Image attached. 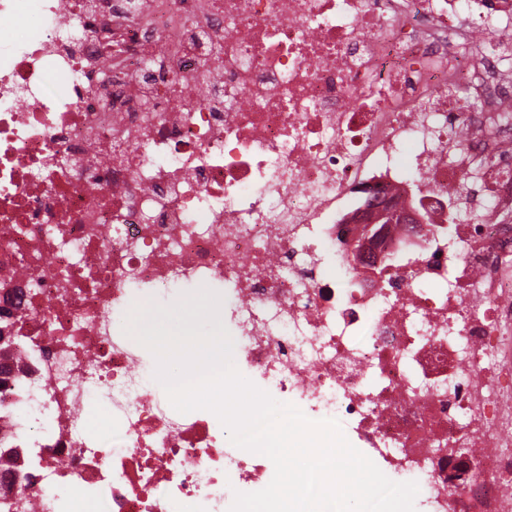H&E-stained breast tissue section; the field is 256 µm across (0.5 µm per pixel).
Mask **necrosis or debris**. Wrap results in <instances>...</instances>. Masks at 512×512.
I'll list each match as a JSON object with an SVG mask.
<instances>
[{"label":"necrosis or debris","instance_id":"necrosis-or-debris-1","mask_svg":"<svg viewBox=\"0 0 512 512\" xmlns=\"http://www.w3.org/2000/svg\"><path fill=\"white\" fill-rule=\"evenodd\" d=\"M414 179L424 221L382 226L372 271L357 188ZM185 286L222 293L245 377L430 512H512V0H0L13 512H228L271 482L118 325Z\"/></svg>","mask_w":512,"mask_h":512}]
</instances>
